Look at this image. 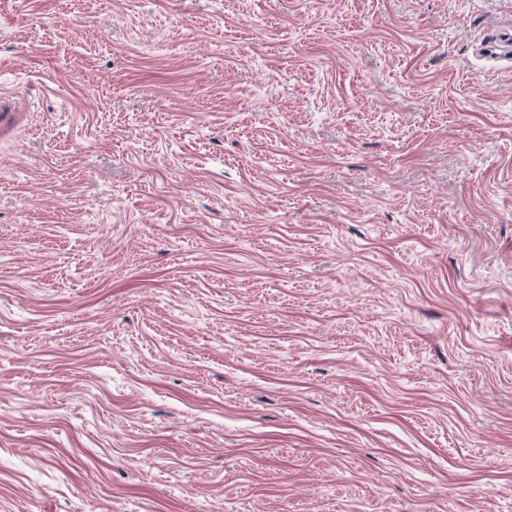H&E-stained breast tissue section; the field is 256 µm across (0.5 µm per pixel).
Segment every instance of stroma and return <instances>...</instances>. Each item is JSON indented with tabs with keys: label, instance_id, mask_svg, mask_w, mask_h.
<instances>
[{
	"label": "stroma",
	"instance_id": "35a3bbf8",
	"mask_svg": "<svg viewBox=\"0 0 512 512\" xmlns=\"http://www.w3.org/2000/svg\"><path fill=\"white\" fill-rule=\"evenodd\" d=\"M508 18L0 0V512H512ZM510 37L511 34L507 31L495 30L487 33L480 43L479 52L481 57L487 61H493L495 63L506 62L502 66L493 65L494 67H498L499 69L511 68V50H500V48L504 47L510 48V44H503L504 42L509 41ZM497 50L501 51V53L496 52Z\"/></svg>",
	"mask_w": 512,
	"mask_h": 512
}]
</instances>
